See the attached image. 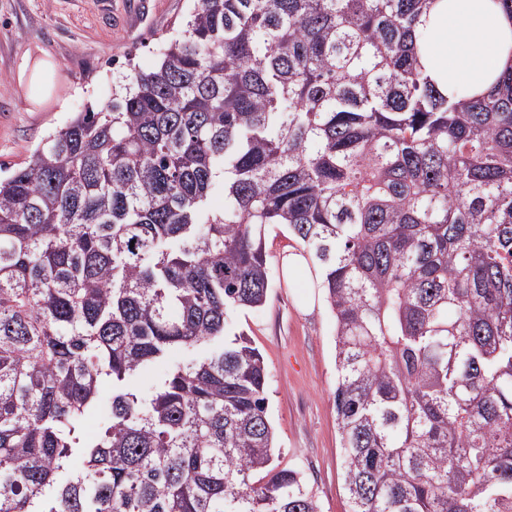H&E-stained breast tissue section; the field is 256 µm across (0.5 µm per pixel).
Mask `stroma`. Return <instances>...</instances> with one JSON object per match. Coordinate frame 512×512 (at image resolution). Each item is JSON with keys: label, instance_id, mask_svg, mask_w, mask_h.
<instances>
[{"label": "stroma", "instance_id": "obj_1", "mask_svg": "<svg viewBox=\"0 0 512 512\" xmlns=\"http://www.w3.org/2000/svg\"><path fill=\"white\" fill-rule=\"evenodd\" d=\"M191 0H0V176L23 166L50 133L86 107L112 98V82L128 63L151 70L159 39L189 11ZM51 60L49 96L28 101L20 81L24 60ZM302 243L286 227L265 236L271 288L266 303L232 316L268 368V415L280 467L300 470L321 512H348L343 488L336 388L335 323L321 289L312 312L296 305L298 280L283 259Z\"/></svg>", "mask_w": 512, "mask_h": 512}]
</instances>
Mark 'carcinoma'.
Instances as JSON below:
<instances>
[{
  "instance_id": "cac0c4a2",
  "label": "carcinoma",
  "mask_w": 512,
  "mask_h": 512,
  "mask_svg": "<svg viewBox=\"0 0 512 512\" xmlns=\"http://www.w3.org/2000/svg\"><path fill=\"white\" fill-rule=\"evenodd\" d=\"M433 2L193 0L0 179V512H319L275 464L262 353L225 340L271 224L335 319L348 512H512V71L442 93ZM208 347H200L187 350H177L167 361L154 363L153 365L139 371L131 380L132 386L142 395L148 396L156 385L166 375L173 363L186 362L192 358H199L206 355Z\"/></svg>"
}]
</instances>
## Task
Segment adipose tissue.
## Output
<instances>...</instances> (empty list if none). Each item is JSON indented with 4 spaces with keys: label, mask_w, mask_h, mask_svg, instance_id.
Returning a JSON list of instances; mask_svg holds the SVG:
<instances>
[{
    "label": "adipose tissue",
    "mask_w": 512,
    "mask_h": 512,
    "mask_svg": "<svg viewBox=\"0 0 512 512\" xmlns=\"http://www.w3.org/2000/svg\"><path fill=\"white\" fill-rule=\"evenodd\" d=\"M419 60L446 94L490 91L512 69V15L497 0H434Z\"/></svg>",
    "instance_id": "ef3b65f1"
}]
</instances>
